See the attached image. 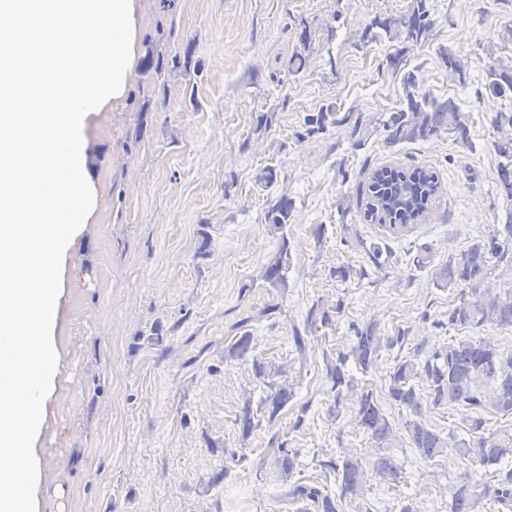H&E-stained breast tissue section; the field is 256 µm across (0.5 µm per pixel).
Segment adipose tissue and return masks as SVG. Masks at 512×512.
Listing matches in <instances>:
<instances>
[{"label":"adipose tissue","mask_w":512,"mask_h":512,"mask_svg":"<svg viewBox=\"0 0 512 512\" xmlns=\"http://www.w3.org/2000/svg\"><path fill=\"white\" fill-rule=\"evenodd\" d=\"M0 512H40L67 265L97 211L95 115L123 99L139 0H0Z\"/></svg>","instance_id":"1"}]
</instances>
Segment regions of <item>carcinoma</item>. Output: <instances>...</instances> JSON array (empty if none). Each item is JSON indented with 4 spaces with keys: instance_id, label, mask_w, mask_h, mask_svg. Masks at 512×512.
<instances>
[{
    "instance_id": "carcinoma-1",
    "label": "carcinoma",
    "mask_w": 512,
    "mask_h": 512,
    "mask_svg": "<svg viewBox=\"0 0 512 512\" xmlns=\"http://www.w3.org/2000/svg\"><path fill=\"white\" fill-rule=\"evenodd\" d=\"M378 31L362 38L382 36L395 40L402 38L413 43L425 42L432 32L428 0H411L406 12L398 16L378 18L373 23ZM314 34L304 27L298 37L301 50L289 61V69L299 72L307 67L308 51ZM448 68V76L463 79L464 63L450 49L440 51ZM164 58L150 47L142 58L140 72L160 73ZM485 86L490 93L504 96L512 93V64L495 59L486 71ZM386 132L385 143L391 148L403 142L424 141L446 133L455 140L469 143V116L457 102L429 95L407 94L405 106L379 119ZM498 133L495 150L499 157L496 181L501 195L512 201V111H498L492 118ZM357 200L361 220L380 224L393 234H405L415 225L426 220L442 194L436 171L426 166L384 165L372 170ZM292 201L286 197L277 200L267 212V219L275 230L281 232L278 252L263 268L261 278L273 285H283L288 272L287 224ZM512 267V216L505 224L493 229L485 240H480L448 261L436 277L440 287L459 288L458 304L448 310V326L459 329H478L487 324L512 327V288L493 293L485 282L500 266ZM405 332L393 339L383 340L376 327L367 325L356 331L354 339L336 357L327 360L331 379L330 392L334 405L352 399L355 419L369 438L385 449L395 440L396 432L382 413L373 390L359 385L349 365L366 373L377 361L382 348L404 346ZM253 338L245 333L231 343L229 356L251 361L253 377L266 387L257 407H252L251 396L236 415L235 424L246 438L261 426L262 421L273 422L294 396L293 384L286 379L284 365L268 363L253 353ZM422 380L429 388L432 403L458 407L466 413L472 439H460L458 448L467 459L480 467H495L492 482L477 484L468 474L452 489L448 512H478L482 500L489 501L493 512H512V468L502 469L499 464L512 457V435L483 433L485 420L481 410L489 408L497 413L512 415V350H501L481 338L460 339L439 347L430 348L424 356L414 354L399 360L390 373L388 394L398 406L414 415L421 412V395L412 380ZM404 431L408 444L425 461L440 455L448 442L441 435L419 420L405 422ZM283 441L274 449V477L288 484L282 493L283 501L296 507L295 512H338L337 498L359 499L364 496L366 469L360 458L343 456L322 462L326 473L338 478L340 496L332 495L326 484L307 482L294 478L300 472L299 453ZM376 474L397 478L399 467L390 455L381 454L373 462Z\"/></svg>"
}]
</instances>
